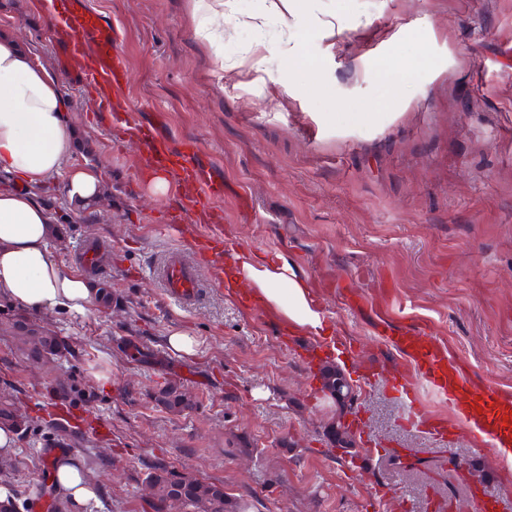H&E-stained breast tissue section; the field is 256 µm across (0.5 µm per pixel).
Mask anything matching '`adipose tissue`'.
I'll return each mask as SVG.
<instances>
[{
    "instance_id": "adipose-tissue-1",
    "label": "adipose tissue",
    "mask_w": 512,
    "mask_h": 512,
    "mask_svg": "<svg viewBox=\"0 0 512 512\" xmlns=\"http://www.w3.org/2000/svg\"><path fill=\"white\" fill-rule=\"evenodd\" d=\"M195 40L224 66V0H190ZM75 119L58 78L13 36L0 35V295L32 313H84L94 301L91 283L67 270L51 247L53 217L38 197L40 188L62 176L69 202L99 199V168L70 165ZM231 285L247 284L291 330L328 336L324 316L306 280L287 260L255 262L248 253L227 264ZM51 479L70 502L97 501L98 486L76 461L56 455Z\"/></svg>"
}]
</instances>
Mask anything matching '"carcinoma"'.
Here are the masks:
<instances>
[{
    "instance_id": "cac0c4a2",
    "label": "carcinoma",
    "mask_w": 512,
    "mask_h": 512,
    "mask_svg": "<svg viewBox=\"0 0 512 512\" xmlns=\"http://www.w3.org/2000/svg\"><path fill=\"white\" fill-rule=\"evenodd\" d=\"M0 320L22 332L24 348L32 359L45 355H58L65 350L56 336L28 324L22 315L7 304L0 310ZM64 393L75 404L89 403L94 398V393L86 390L78 381L73 382L64 390ZM157 401L168 411L177 414L190 407L180 391V386L171 381L160 388ZM0 424H10L20 432L29 428V422L20 418L15 413L12 403L6 399H0ZM147 481L156 487L155 497L160 502L177 492L183 494L186 512H239L240 510L238 503L231 501L224 494V484L199 481L184 487L182 481L177 479L176 471L163 463H157L151 468L147 474Z\"/></svg>"
}]
</instances>
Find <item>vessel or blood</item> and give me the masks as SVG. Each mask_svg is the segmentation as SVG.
<instances>
[{
    "label": "vessel or blood",
    "instance_id": "obj_1",
    "mask_svg": "<svg viewBox=\"0 0 512 512\" xmlns=\"http://www.w3.org/2000/svg\"><path fill=\"white\" fill-rule=\"evenodd\" d=\"M55 34L62 44V63L73 78L93 94L98 111L114 117L119 131L126 138L139 141L147 153L145 173L174 171L177 175L178 209L167 214L159 225L161 234L179 230L190 231L189 249L169 250L156 270L165 295L184 306L195 304L200 283L195 258L208 260L216 277L224 275L225 258L234 256L237 246L224 233V183L198 159L195 143H174L163 137L152 125L137 120L126 112L124 94L128 69L115 48L116 34L111 24L92 10L87 0H53ZM382 335L391 337L402 346L406 359L392 379H385L377 368H370L363 382L372 386L385 383L403 407V423L416 428L441 444H450L459 430L469 427L470 421L460 402V381L465 373L464 363L455 358L446 344L422 335L418 326L410 325L394 332L387 318H380ZM433 391L448 406L444 415H432L420 406L416 392L419 388ZM512 400V393L491 392L484 399L488 421L507 424L500 410L502 403ZM66 427L82 425L92 428L103 438H111L112 429L92 413L71 408L57 416Z\"/></svg>",
    "mask_w": 512,
    "mask_h": 512
}]
</instances>
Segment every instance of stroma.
<instances>
[{
  "label": "stroma",
  "mask_w": 512,
  "mask_h": 512,
  "mask_svg": "<svg viewBox=\"0 0 512 512\" xmlns=\"http://www.w3.org/2000/svg\"><path fill=\"white\" fill-rule=\"evenodd\" d=\"M117 29L128 66V101L166 138L193 141L224 180V230L260 263L286 258L322 305L332 339L353 352L334 363L350 379L364 362L395 364L399 351L377 331L375 307L446 340L465 361L468 400L512 389V0H309L283 34L273 0H224V76L190 33L188 0H89ZM334 21L324 30L320 21ZM0 31L63 76L75 117L72 165L101 169L94 213L64 209L60 178L39 196L54 212L50 243L67 270L108 281L119 307L35 315L71 350L27 359L0 325V397L31 427L17 434L0 484L19 512L55 493L44 452L58 445L98 484L95 512H152L145 479L162 462L220 482L241 512H377L382 489L408 512H482L466 480L512 512V472L497 449L477 453L463 434L436 445L401 424L383 385L355 392L365 432L353 477L327 426L308 362L313 336L279 341L278 315L243 310L201 265L196 308L168 301L154 269L181 245L156 226L176 196H153L136 171L138 152L108 133L85 89L67 78L51 21L34 0H0ZM305 55L283 71L284 40ZM264 54V69L253 68ZM95 243L98 261L81 252ZM201 341L171 351L170 330ZM105 382H98V375ZM96 387L94 412L111 439L60 430L43 410L47 383L70 377ZM180 382L192 403L168 412L155 396ZM378 454H370V447Z\"/></svg>",
  "instance_id": "1"
}]
</instances>
